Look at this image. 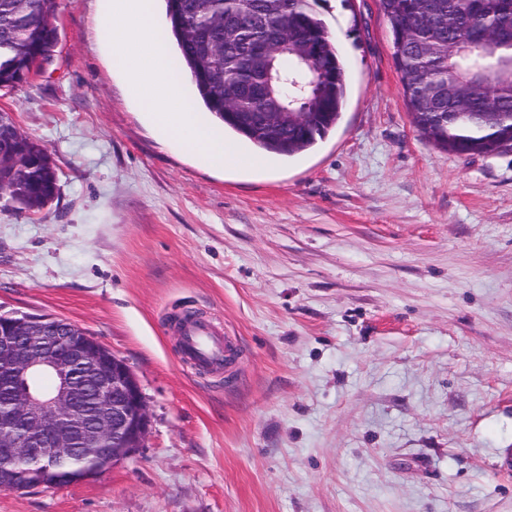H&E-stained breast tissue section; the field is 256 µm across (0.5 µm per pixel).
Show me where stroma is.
Instances as JSON below:
<instances>
[{"label":"stroma","instance_id":"35a3bbf8","mask_svg":"<svg viewBox=\"0 0 512 512\" xmlns=\"http://www.w3.org/2000/svg\"><path fill=\"white\" fill-rule=\"evenodd\" d=\"M311 5L341 118L261 171L159 140L99 0H59L53 62L0 89L59 184L42 212L0 207V314L85 329L151 416L136 455L0 512H512V149L413 127L378 0ZM188 310L237 343L231 378L181 361Z\"/></svg>","mask_w":512,"mask_h":512}]
</instances>
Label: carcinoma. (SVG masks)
I'll use <instances>...</instances> for the list:
<instances>
[{"label":"carcinoma","instance_id":"obj_1","mask_svg":"<svg viewBox=\"0 0 512 512\" xmlns=\"http://www.w3.org/2000/svg\"><path fill=\"white\" fill-rule=\"evenodd\" d=\"M186 71L209 114L267 153L313 147L340 119L346 79L310 0H164ZM412 123L459 154L512 149V0H379ZM58 0H0V88L27 82L54 46ZM310 86L266 118L269 73ZM48 147L0 110V200L38 213L57 195Z\"/></svg>","mask_w":512,"mask_h":512}]
</instances>
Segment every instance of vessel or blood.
Here are the masks:
<instances>
[{
    "instance_id": "1",
    "label": "vessel or blood",
    "mask_w": 512,
    "mask_h": 512,
    "mask_svg": "<svg viewBox=\"0 0 512 512\" xmlns=\"http://www.w3.org/2000/svg\"><path fill=\"white\" fill-rule=\"evenodd\" d=\"M180 356L196 368H231L238 356L233 341L207 320L187 326L181 330Z\"/></svg>"
}]
</instances>
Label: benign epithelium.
Segmentation results:
<instances>
[{"label":"benign epithelium","mask_w":512,"mask_h":512,"mask_svg":"<svg viewBox=\"0 0 512 512\" xmlns=\"http://www.w3.org/2000/svg\"><path fill=\"white\" fill-rule=\"evenodd\" d=\"M41 374L52 378L51 388L37 384ZM89 383L90 407L83 399ZM0 387L10 394L9 410L0 412V491L31 489L17 480L31 465L53 477L51 487H66L76 454L87 460L89 479L133 456L149 431L143 393L125 361L57 318L0 317Z\"/></svg>","instance_id":"benign-epithelium-1"}]
</instances>
